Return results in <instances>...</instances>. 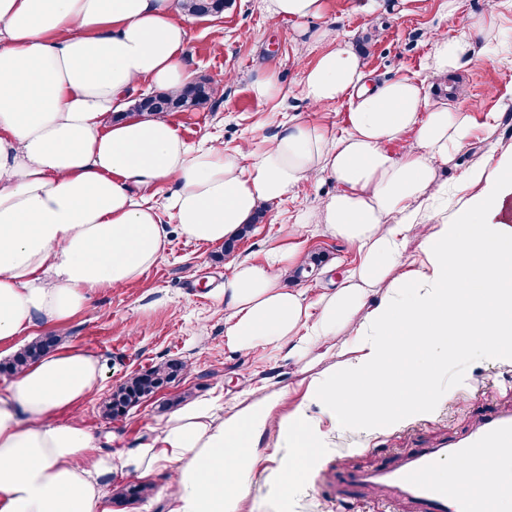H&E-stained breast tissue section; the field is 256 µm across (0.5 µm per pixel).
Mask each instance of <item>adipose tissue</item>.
Instances as JSON below:
<instances>
[{
  "mask_svg": "<svg viewBox=\"0 0 512 512\" xmlns=\"http://www.w3.org/2000/svg\"><path fill=\"white\" fill-rule=\"evenodd\" d=\"M268 14L296 25L323 47L304 67L302 93L319 109L348 101L347 125L333 134L307 121L280 124L262 149L212 141L194 147L170 115L111 121L129 90L181 92L188 83L190 15L181 0H0V343L37 322L59 326L100 289H116L154 267L168 244V222L190 241L220 244L257 210L302 183L331 180L335 193L305 216L357 252L335 289L307 304L285 283L294 249L272 248L264 262H233L224 278L227 348L336 354L349 325L362 354L319 395L341 416H399L431 403L428 369L414 355L472 336L491 354H512V154L465 170L481 185L441 223L421 209L445 195L437 164L469 148L472 120L460 107L429 101L422 81L369 82L352 45L309 31L323 0H263ZM496 16L512 13L497 0ZM496 16H470L463 31L431 42L427 68L447 79L500 41ZM400 151H391L392 143ZM173 189L164 207L136 199L133 187ZM421 241L429 272L416 283L396 277L408 238ZM380 293L373 310L365 305ZM406 330L396 386L391 342ZM105 363L74 346L16 373L0 393V512H112L115 470L144 474L171 467L170 512H236L253 480L254 439L271 404L249 403L214 419L204 401L183 405L156 440L121 453L102 451L80 422H53L99 389ZM291 449L279 483L293 489L314 432L305 414L280 422ZM493 452L482 465L455 466L462 487L498 500Z\"/></svg>",
  "mask_w": 512,
  "mask_h": 512,
  "instance_id": "adipose-tissue-1",
  "label": "adipose tissue"
}]
</instances>
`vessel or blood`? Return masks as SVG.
Listing matches in <instances>:
<instances>
[{
  "label": "vessel or blood",
  "instance_id": "1",
  "mask_svg": "<svg viewBox=\"0 0 512 512\" xmlns=\"http://www.w3.org/2000/svg\"><path fill=\"white\" fill-rule=\"evenodd\" d=\"M489 449L495 450L500 461L512 462V410L482 416L468 435L438 448L411 449L397 462L373 471L350 470L341 459L336 462V470L350 497L369 489H386L395 499L410 503L415 512H488L482 496L452 481L435 482L430 474L445 462L478 461Z\"/></svg>",
  "mask_w": 512,
  "mask_h": 512
}]
</instances>
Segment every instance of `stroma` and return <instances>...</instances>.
Wrapping results in <instances>:
<instances>
[{
    "label": "stroma",
    "instance_id": "35a3bbf8",
    "mask_svg": "<svg viewBox=\"0 0 512 512\" xmlns=\"http://www.w3.org/2000/svg\"><path fill=\"white\" fill-rule=\"evenodd\" d=\"M495 0H375L366 11L360 0H324L320 19L312 28L331 30L338 39L365 50L364 61L374 78L415 77L425 82L431 100L463 107L472 117L470 148L456 154L438 176L449 188L448 207L458 208L477 189L457 183L460 172L489 159L492 152L512 147V53L481 57L454 71L462 94L447 99L446 85L429 78L428 54L435 34L459 32L473 14H490ZM292 22L271 18L262 0H233L223 14L194 20L190 25L189 75L215 84L221 98L212 110L177 112L172 119L180 134L198 145L217 138L235 147L243 138L263 140L289 119L323 124L334 131L346 126L347 102L327 111L310 107L302 95V65L313 64L321 52L315 44L294 37ZM233 82H225V74ZM275 74L283 103L260 101L250 91L259 74ZM333 183H304L274 207L268 208L251 234L240 240L231 258L217 245L197 244L171 234L165 256L138 280L118 290L95 294L87 306L59 328L38 324L34 332H52L64 343L109 361L98 390L75 412L55 414L56 422L78 416L95 436L99 448L124 452L157 436L159 425L172 413V400L183 393L213 401L219 414L232 413L239 402L273 401L272 424L259 437L251 490L237 512H407L391 506L380 491L368 492L358 504L342 507L337 457L349 467L367 470L388 464L408 449L438 443L468 433L474 417L512 407V358L488 356L481 346L462 343L451 355L423 351L419 363L430 366V387L436 405L410 410L392 421L376 416L344 422L325 401L315 397L312 381L329 376L336 362L354 361L358 347L354 328L341 331L351 346L339 359L318 360L308 354L297 360L287 352L259 349L247 355L230 353L224 345V299L219 290L230 260L263 262L270 247H296L299 266L312 256L323 263L316 274L292 278L288 287L305 291L315 300L329 272H344L357 261L355 250L315 224L296 226L297 217L314 210L333 192ZM163 360H178L186 370L155 394L142 399L125 416L107 419L103 407L113 389L131 375ZM305 410L320 434L308 461L288 496L278 492V478L288 453L277 422Z\"/></svg>",
    "mask_w": 512,
    "mask_h": 512
}]
</instances>
